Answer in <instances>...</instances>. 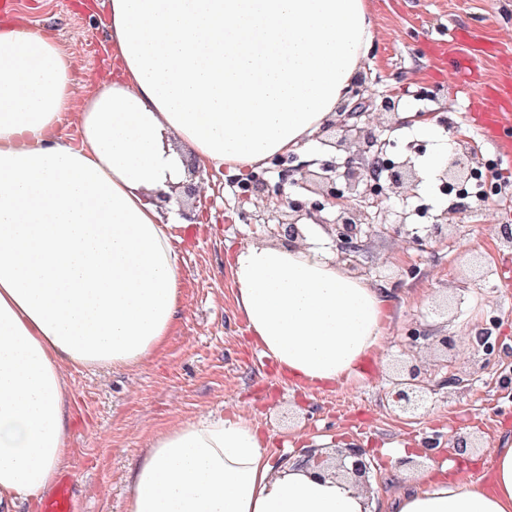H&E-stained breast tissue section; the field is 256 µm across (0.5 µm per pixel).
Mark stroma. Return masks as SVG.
Segmentation results:
<instances>
[{
	"label": "stroma",
	"mask_w": 512,
	"mask_h": 512,
	"mask_svg": "<svg viewBox=\"0 0 512 512\" xmlns=\"http://www.w3.org/2000/svg\"><path fill=\"white\" fill-rule=\"evenodd\" d=\"M374 42L354 91L396 100L386 115L389 154L423 161L438 146L447 153L459 140L477 149L476 169L498 179L496 195L477 203L443 189L425 176L418 196L389 190L384 208L362 237L352 275L388 289L385 349L364 363L350 388L315 389L290 380L251 342L236 307L229 263L262 227L287 219L240 198L236 177L218 179L203 201L202 223L173 229L180 256V319L163 352L133 368L68 369L76 403L64 467L76 484V512H128L127 476L149 439L178 423L205 416L239 414L271 439L275 451L304 454L312 437L352 441L365 448L372 476L402 482L448 463L469 480L483 482L494 465V447L512 436V162L499 154L466 117L467 100L437 78L423 37L448 41L454 32L476 37L466 54L478 66L479 93L512 75V0H367ZM10 22L40 29L75 61L78 89L108 82L115 69L109 54L108 0H12ZM435 116L444 143L401 122L403 112ZM356 144L342 140L337 121L322 129L311 150L317 163H343ZM246 219H238V212ZM447 214L439 239H428L434 218ZM406 223L423 237L393 235ZM427 339L409 342L413 329ZM487 333L499 343L485 355L475 341ZM455 344L444 347V337ZM419 366L431 390L421 414L397 415L396 385L402 367Z\"/></svg>",
	"instance_id": "stroma-1"
}]
</instances>
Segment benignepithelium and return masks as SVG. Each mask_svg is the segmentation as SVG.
I'll return each instance as SVG.
<instances>
[{
	"label": "benign epithelium",
	"mask_w": 512,
	"mask_h": 512,
	"mask_svg": "<svg viewBox=\"0 0 512 512\" xmlns=\"http://www.w3.org/2000/svg\"><path fill=\"white\" fill-rule=\"evenodd\" d=\"M341 139L363 144L362 152L372 154V162L366 168L354 166L350 163L344 166L345 187H336V169L330 165L321 167L317 174V187L312 192L322 196L323 201L307 203L299 199H283L281 187H273L262 177L252 174L245 182L241 183L243 199L248 200L253 196L262 197L265 200L273 199L277 204H287L292 212L303 216H310L323 209L331 208L334 219L331 223L336 249L344 258H353L360 251L359 238L362 233V211L352 203V196L348 192L355 190L359 184L370 178L380 177L378 163L381 155L385 153L386 140L380 136L363 130L357 124H343ZM475 159V152L465 151L448 159V162L438 175V179L444 184H463L475 174V168L471 166ZM386 180L395 188L406 186L409 194H415L420 183L417 174L416 163L413 158L406 157L385 169ZM270 234L284 238L291 242L301 236L299 225L295 222H282L269 229ZM421 369L417 366L410 367L406 375L398 381L401 385L396 393L397 410L402 414H415L424 408L426 392L421 388L419 380ZM364 451L358 446L342 448L339 450L334 468L336 473H342L354 478L355 482L363 487H369V464L363 458Z\"/></svg>",
	"instance_id": "benign-epithelium-1"
}]
</instances>
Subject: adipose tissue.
<instances>
[{"label": "adipose tissue", "instance_id": "adipose-tissue-1", "mask_svg": "<svg viewBox=\"0 0 512 512\" xmlns=\"http://www.w3.org/2000/svg\"><path fill=\"white\" fill-rule=\"evenodd\" d=\"M111 81L77 92L40 30L0 27V512L36 500L66 457L73 366H135L178 320L177 202L199 171L246 176L304 154L359 78L365 0H109ZM78 141L64 140V113ZM230 271L254 346L295 381L358 382L389 297L303 239L251 242ZM488 485L449 467L381 494L283 460L241 417L159 433L129 512H512V439Z\"/></svg>", "mask_w": 512, "mask_h": 512}]
</instances>
